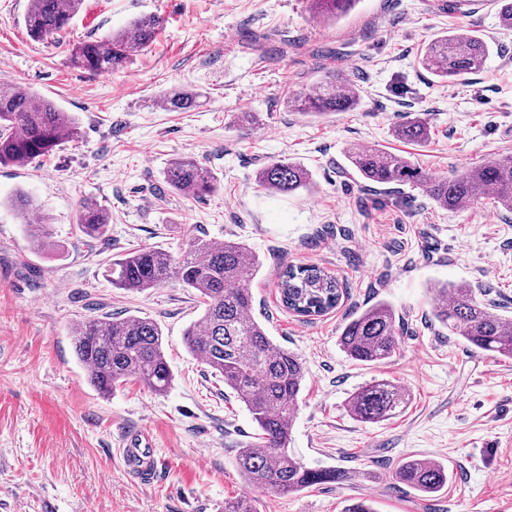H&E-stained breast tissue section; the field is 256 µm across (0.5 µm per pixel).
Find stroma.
I'll return each instance as SVG.
<instances>
[{
	"label": "stroma",
	"instance_id": "stroma-1",
	"mask_svg": "<svg viewBox=\"0 0 512 512\" xmlns=\"http://www.w3.org/2000/svg\"><path fill=\"white\" fill-rule=\"evenodd\" d=\"M27 3L0 0V80L74 113L81 136L25 167L0 166V512H224L240 495L257 512H343L357 497L377 512H512V360L469 350L432 316V289L447 282L512 316V213L487 199L443 210L420 187L368 185L345 167L355 145L402 149L437 177L512 151V28L496 0H359L330 24L313 19L309 0H84L55 42L29 36ZM151 13L164 29L124 70L71 64L73 44ZM454 28L492 52L467 82L440 83L418 58ZM330 74L360 93L355 110L305 117L289 107L292 93ZM174 90L198 94V107L168 111ZM244 112L260 118L247 133ZM420 114L429 140L400 144L396 126ZM183 154L216 175L215 193L167 190L163 173ZM283 158L311 172V190L280 196L258 185V170ZM20 188L43 206L47 251L31 249L3 205ZM89 200L110 214L105 238L76 226ZM197 237L259 257L254 313L305 366L288 450L350 481L288 495L248 486L236 458L256 426L184 343L202 312L197 293L175 279L128 293L105 276L107 260L130 249L177 257ZM288 265L335 275L338 306L313 319L284 308L278 274ZM377 299L396 311L400 346L386 363L361 364L338 337L348 315ZM108 314L161 327L167 392L133 381L103 396L89 384L71 329ZM375 379L404 387L410 402L363 424L348 398ZM131 429L154 445V482L132 479L116 455ZM412 455L447 466L440 496L421 500L396 483Z\"/></svg>",
	"mask_w": 512,
	"mask_h": 512
}]
</instances>
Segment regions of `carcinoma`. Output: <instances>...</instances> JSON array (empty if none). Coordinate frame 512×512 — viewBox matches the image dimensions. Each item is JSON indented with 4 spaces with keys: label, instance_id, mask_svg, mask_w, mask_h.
<instances>
[{
    "label": "carcinoma",
    "instance_id": "obj_1",
    "mask_svg": "<svg viewBox=\"0 0 512 512\" xmlns=\"http://www.w3.org/2000/svg\"><path fill=\"white\" fill-rule=\"evenodd\" d=\"M84 0H29L24 24L39 41L55 40ZM315 12L336 20L357 0H311ZM159 15L133 20L119 31L84 41L72 48L71 63L89 72L117 71L134 52L152 43L164 27ZM490 55V46L469 30L441 33L425 48L419 64L439 81L454 82L479 72ZM360 104L359 94L331 75L314 91L302 92L292 101L294 111L315 117L328 112H346ZM171 112H189L198 106V96L175 92L165 99ZM425 119L414 117L394 130L396 139L421 144L430 137ZM80 136L75 116L35 91L0 82V166H25L50 155L62 140ZM347 161L364 182L379 186L416 184L425 188L432 202L446 210H458L480 198H491L497 207L512 213V153L497 154L482 166L463 173L435 177L408 158L385 147L355 146ZM257 183L271 194L287 195L312 185V174L287 159L274 160L257 173ZM164 182L175 193L190 192L198 198L213 194L218 178L195 157L173 159L164 172ZM27 227L30 247L49 246L45 224L28 223V214L38 210L36 199L24 190L8 200ZM76 224L89 238H103L110 218L103 206L87 202ZM261 263L245 245L194 238L179 258L156 248H136L112 260L107 277L112 287L131 293L159 288L176 278L203 300V313L184 332L187 350L212 374L224 379L234 397L244 404L259 429L257 441L240 449L237 466L252 486L279 494L311 487L340 484L349 473L336 467L311 468L288 453L292 421L302 394L305 366L293 352L273 344L264 325L254 315L249 288ZM285 308L304 318L323 316L336 308L342 290L335 276L317 266H287L278 282ZM440 300L433 318L449 334L468 346L500 359H512V318L494 302L477 298L463 284L435 288ZM76 358L84 367L90 385L101 394L116 386L138 381L162 394L172 373L165 357L160 326L146 317L92 318L72 330ZM338 343L351 360L375 365L388 361L399 346L396 316L386 301H378L348 318ZM409 401L405 388L389 380H375L355 390L348 399L352 416L375 424L395 417ZM394 479L424 498L438 496L448 485V468L418 456L406 458Z\"/></svg>",
    "mask_w": 512,
    "mask_h": 512
}]
</instances>
